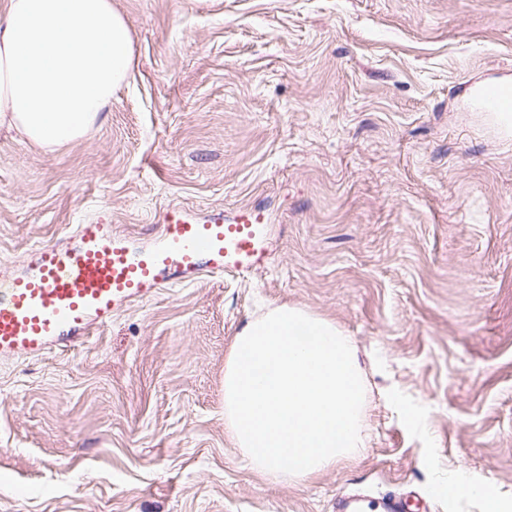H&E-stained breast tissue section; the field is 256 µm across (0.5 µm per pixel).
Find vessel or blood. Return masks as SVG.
<instances>
[{"label":"vessel or blood","instance_id":"vessel-or-blood-1","mask_svg":"<svg viewBox=\"0 0 512 512\" xmlns=\"http://www.w3.org/2000/svg\"><path fill=\"white\" fill-rule=\"evenodd\" d=\"M485 111L512 117V84L479 91ZM261 215L228 224L168 210L156 237L133 244L109 214L77 225L74 245L34 251L32 272L0 283V356L39 357L48 349L83 345L124 306L154 297L163 285L202 271L251 270L265 259Z\"/></svg>","mask_w":512,"mask_h":512}]
</instances>
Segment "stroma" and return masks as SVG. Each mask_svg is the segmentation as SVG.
<instances>
[{
	"mask_svg": "<svg viewBox=\"0 0 512 512\" xmlns=\"http://www.w3.org/2000/svg\"><path fill=\"white\" fill-rule=\"evenodd\" d=\"M133 67L52 151L0 130V277L108 211L260 212L267 259L202 272L83 345L0 360V512H336L354 488L423 512L512 506V0H112ZM289 305L352 337L365 444L272 484L224 428V367ZM479 96L486 112L502 116L506 120L512 117V84L483 86ZM454 495L480 496L486 503L488 512H504L505 507L501 500L487 492L482 484L474 483L467 478H462L452 484Z\"/></svg>",
	"mask_w": 512,
	"mask_h": 512,
	"instance_id": "stroma-1",
	"label": "stroma"
}]
</instances>
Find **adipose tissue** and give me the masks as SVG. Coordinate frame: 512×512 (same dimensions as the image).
<instances>
[{
  "mask_svg": "<svg viewBox=\"0 0 512 512\" xmlns=\"http://www.w3.org/2000/svg\"><path fill=\"white\" fill-rule=\"evenodd\" d=\"M133 63L112 0H8L0 13V129L52 150L86 135Z\"/></svg>",
  "mask_w": 512,
  "mask_h": 512,
  "instance_id": "ef3b65f1",
  "label": "adipose tissue"
}]
</instances>
